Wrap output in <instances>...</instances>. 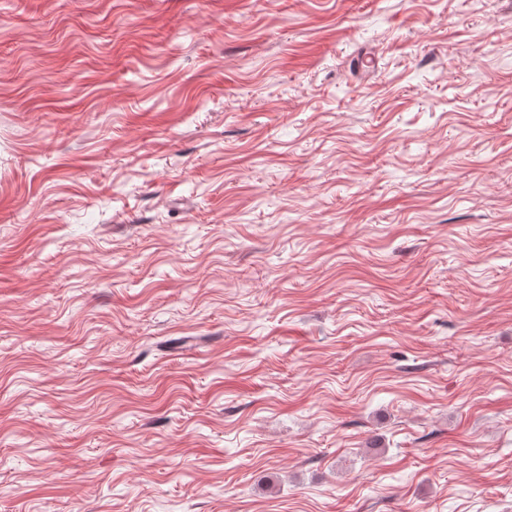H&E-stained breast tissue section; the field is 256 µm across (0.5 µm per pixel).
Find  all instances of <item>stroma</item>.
Wrapping results in <instances>:
<instances>
[{"mask_svg": "<svg viewBox=\"0 0 512 512\" xmlns=\"http://www.w3.org/2000/svg\"><path fill=\"white\" fill-rule=\"evenodd\" d=\"M0 512H512V0H0Z\"/></svg>", "mask_w": 512, "mask_h": 512, "instance_id": "35a3bbf8", "label": "stroma"}]
</instances>
